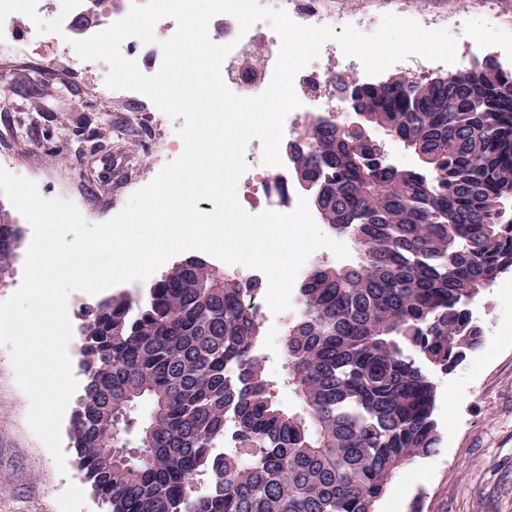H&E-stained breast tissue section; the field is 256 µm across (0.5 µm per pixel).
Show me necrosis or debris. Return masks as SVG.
I'll return each mask as SVG.
<instances>
[{"label":"necrosis or debris","instance_id":"1","mask_svg":"<svg viewBox=\"0 0 512 512\" xmlns=\"http://www.w3.org/2000/svg\"><path fill=\"white\" fill-rule=\"evenodd\" d=\"M135 0H82L68 16H61V0H37V12L43 21L63 17L62 35L44 41L35 23L28 17L14 13L0 24V68L37 60L46 69L76 72L87 77L85 96L96 97L106 108L132 102L137 106L135 118L146 124L155 139L153 154L138 167L140 185H147L167 162L172 142L165 128L153 123L157 112L155 104L145 95L130 90H112L97 75L106 69L103 61H84L73 50L72 41L88 38L125 17ZM174 19L165 17L155 25L160 40L170 38L176 31ZM208 33L218 44H232L233 49L222 65L226 86L241 96H255L269 85L281 47V39L268 22L255 23L247 32H240L235 18L227 14L215 15L209 22ZM158 44L145 45L130 38L122 45L127 58L136 60L145 74H155L162 63ZM351 69L358 78L366 73L358 59L346 56L338 43L329 41L321 48L317 61L308 63L294 78V91L300 101L298 109L284 121L283 141L294 143L304 138L310 123L317 119L336 118L347 109L346 102L330 90L329 80L337 68ZM242 194L239 203L251 214L270 210L287 214L293 212L304 195L295 171L289 162L278 166L249 167L240 179Z\"/></svg>","mask_w":512,"mask_h":512}]
</instances>
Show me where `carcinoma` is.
Returning a JSON list of instances; mask_svg holds the SVG:
<instances>
[{
	"label": "carcinoma",
	"mask_w": 512,
	"mask_h": 512,
	"mask_svg": "<svg viewBox=\"0 0 512 512\" xmlns=\"http://www.w3.org/2000/svg\"><path fill=\"white\" fill-rule=\"evenodd\" d=\"M357 128L308 127L288 159L358 257L295 288L283 353L300 410L280 408L263 327L224 269L188 255L132 303L84 307L86 382L69 437L108 512H376L440 442L434 371L483 344L470 304L512 269V71L372 85L334 80ZM417 159L388 162L373 129ZM19 228L0 223V253ZM236 447L220 453L228 424ZM211 477L204 492L193 486Z\"/></svg>",
	"instance_id": "cac0c4a2"
}]
</instances>
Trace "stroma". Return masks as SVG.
Segmentation results:
<instances>
[{
	"mask_svg": "<svg viewBox=\"0 0 512 512\" xmlns=\"http://www.w3.org/2000/svg\"><path fill=\"white\" fill-rule=\"evenodd\" d=\"M323 8L340 27L360 16L358 28L365 33L372 18L386 13L444 16L466 66L491 57L512 70V0H498L491 12L483 0H324ZM81 82L72 77L63 92L49 81H22L13 70H0V96L12 100V111L39 96L38 122L9 134L10 148L21 157L42 153L41 196L91 207L94 224L110 218L96 206L103 183L128 200L135 164L152 143L147 130L124 111L102 112L91 105L71 125H62ZM12 111L0 112V134L9 133ZM61 152L70 156V171L53 165ZM470 308L485 331L483 345L455 371L433 375L441 441L434 455L394 479L376 512H409L415 501L420 512H512V271L481 291ZM265 347L276 401L295 408L281 337H267ZM29 408L15 379L11 348L0 344V512H105L79 469L69 437L61 439L65 464L57 466L28 425Z\"/></svg>",
	"mask_w": 512,
	"mask_h": 512,
	"instance_id": "obj_1",
	"label": "stroma"
}]
</instances>
